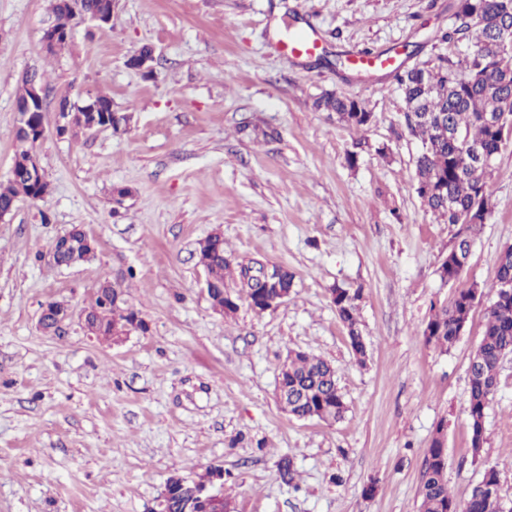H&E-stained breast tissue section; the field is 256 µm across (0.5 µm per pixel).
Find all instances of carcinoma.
<instances>
[{
    "instance_id": "carcinoma-1",
    "label": "carcinoma",
    "mask_w": 512,
    "mask_h": 512,
    "mask_svg": "<svg viewBox=\"0 0 512 512\" xmlns=\"http://www.w3.org/2000/svg\"><path fill=\"white\" fill-rule=\"evenodd\" d=\"M455 26L443 33L444 42H467L472 52L465 56L440 54L431 63L407 69L397 76L406 108L405 123L409 132L419 138L422 150L415 161L416 192L424 206L448 224L458 226L455 237L460 244L473 245L491 212L486 193L485 169L471 163L465 144L482 146L494 158L503 140L499 129L487 124L485 115L500 109L502 101L512 98V65L488 52L499 25L512 27V0H454ZM317 110L337 116L338 121L356 129L373 123L375 116L358 98L325 92L314 103ZM19 143L13 158L14 174L0 183V210H13L18 201L17 177L33 151L24 129L16 132ZM71 248L64 252L57 266L78 264L86 260L83 243L87 235L79 227L68 233ZM206 254V269L213 285L209 297L212 306L228 315L244 301L254 308L259 302L278 294L249 277L251 268L240 266L241 292L227 290L226 272L231 262L224 249V237L212 234L199 242ZM441 279H456L459 262L453 250L439 268ZM495 299L487 308L483 338L469 364V397L467 414L472 456H479L485 440L486 410L497 390V376L503 356L512 352V250L498 255L493 285ZM96 291L91 305L83 310L87 330L105 339L119 337L132 329L139 311L128 305L125 291H120L118 304L107 307L106 291ZM475 287L461 288L446 305L435 306L423 331L426 343L443 350L459 338L477 298ZM331 302L339 321L347 330L350 346L359 362L365 361L366 345L359 330V306L363 292L336 284L330 288ZM279 377L285 390L278 395L284 410L297 419L317 418L338 421L346 412L345 402L332 364L306 352L290 351L280 368ZM445 448L439 435H434L426 450L421 474L420 512H450L457 502L448 491L443 476ZM212 469L187 483L185 496L170 499L168 512H184L190 500L191 487L207 481ZM499 480L494 468L484 470L482 479L473 487L463 503L462 512H501Z\"/></svg>"
}]
</instances>
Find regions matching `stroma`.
Returning <instances> with one entry per match:
<instances>
[{
    "instance_id": "stroma-1",
    "label": "stroma",
    "mask_w": 512,
    "mask_h": 512,
    "mask_svg": "<svg viewBox=\"0 0 512 512\" xmlns=\"http://www.w3.org/2000/svg\"><path fill=\"white\" fill-rule=\"evenodd\" d=\"M450 0H116L112 21L75 24L43 50L53 0H0V182L17 149L26 73L62 96L105 95L124 131L54 134L35 151L49 193L0 219V512H150L174 472H230L237 512H419V477L437 425L445 479L465 501L486 468L512 512V356L498 373L480 456L465 412L468 365L494 298L496 261L512 244V141L487 190L492 211L458 281L439 267L456 226L427 212L412 179L420 143L405 125L396 63L452 53ZM314 27V55L287 58V30ZM154 49L152 77L127 60ZM388 63L364 70L354 55ZM357 97L363 129L315 110L323 92ZM359 153L349 165V150ZM130 191L115 207L112 190ZM92 261L58 268L54 239L72 226ZM233 262L295 275L288 300L219 314L195 251L213 233ZM125 288L148 324L112 345L82 313L97 286ZM362 288L358 364L331 303ZM479 294L448 350L423 330L457 289ZM71 317L38 325L48 301ZM330 361L343 420L289 417L276 401L288 350ZM293 457L294 484L278 474Z\"/></svg>"
}]
</instances>
